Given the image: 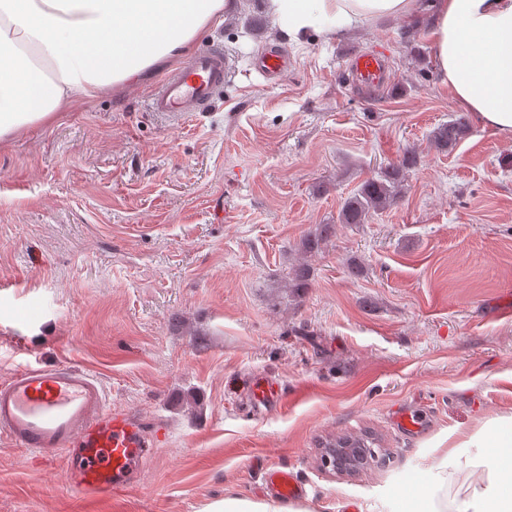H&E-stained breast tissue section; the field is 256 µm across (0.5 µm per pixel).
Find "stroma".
Instances as JSON below:
<instances>
[{"label": "stroma", "instance_id": "35a3bbf8", "mask_svg": "<svg viewBox=\"0 0 512 512\" xmlns=\"http://www.w3.org/2000/svg\"><path fill=\"white\" fill-rule=\"evenodd\" d=\"M431 2L295 42L265 0H240L196 40L235 62L209 111H148L162 65L0 142V381L67 361L167 430L135 483L98 504L64 459L34 464L0 440V512H204L270 497V466L297 476L312 512H405L435 472L453 492L459 462L482 461L474 446L445 452L449 434L512 418V140L442 84ZM268 44L292 58L270 84L252 68ZM375 47L390 86L354 87L348 57ZM459 115L456 149H431ZM411 148L397 203L337 223L341 198ZM325 224L335 234L306 253ZM258 378L280 385L281 407L231 390ZM397 408L423 433L398 429ZM339 435L376 454L356 476L322 465ZM469 130V124L464 116H458L447 124L437 126L430 134L431 147L438 153L452 152Z\"/></svg>", "mask_w": 512, "mask_h": 512}]
</instances>
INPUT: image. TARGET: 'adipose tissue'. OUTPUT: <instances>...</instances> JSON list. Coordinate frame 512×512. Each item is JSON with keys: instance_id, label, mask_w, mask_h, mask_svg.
<instances>
[{"instance_id": "adipose-tissue-1", "label": "adipose tissue", "mask_w": 512, "mask_h": 512, "mask_svg": "<svg viewBox=\"0 0 512 512\" xmlns=\"http://www.w3.org/2000/svg\"><path fill=\"white\" fill-rule=\"evenodd\" d=\"M292 38L334 35L411 15L416 0H265ZM236 0H0V139L52 119L189 54ZM432 49L442 82L463 109L512 140V0H437ZM495 463L471 470L456 496L422 494L408 512H512V427L488 422L471 436Z\"/></svg>"}]
</instances>
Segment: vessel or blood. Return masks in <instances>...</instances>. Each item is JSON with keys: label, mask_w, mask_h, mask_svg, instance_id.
<instances>
[{"label": "vessel or blood", "mask_w": 512, "mask_h": 512, "mask_svg": "<svg viewBox=\"0 0 512 512\" xmlns=\"http://www.w3.org/2000/svg\"><path fill=\"white\" fill-rule=\"evenodd\" d=\"M348 65L361 88L378 89L390 82L379 50L355 53ZM290 66L287 52L278 48L264 51L255 63L267 78ZM232 72L223 49L198 50L157 83L146 105L176 118L191 116L219 101ZM250 398L257 407L277 406L283 392L276 382L261 381L252 385ZM163 436L160 430L147 435L140 418L113 408L98 377L79 367L28 365L0 382V438L40 463L65 456L74 489L91 499L123 492ZM264 476L266 485L284 499L304 493L287 468H267Z\"/></svg>", "instance_id": "obj_1"}]
</instances>
